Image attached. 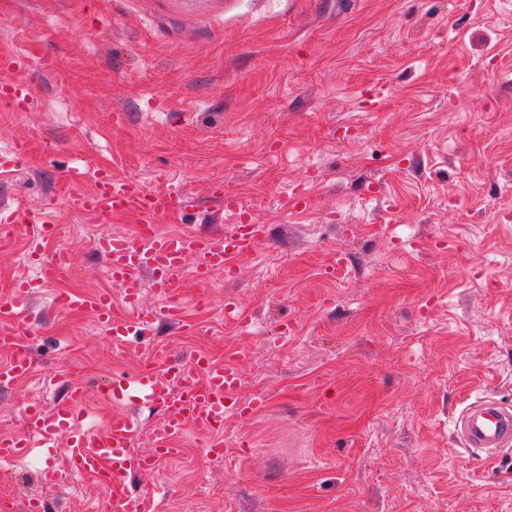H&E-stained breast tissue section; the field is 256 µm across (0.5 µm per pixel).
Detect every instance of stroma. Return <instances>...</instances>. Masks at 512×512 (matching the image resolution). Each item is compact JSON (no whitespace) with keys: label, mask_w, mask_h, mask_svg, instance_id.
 <instances>
[{"label":"stroma","mask_w":512,"mask_h":512,"mask_svg":"<svg viewBox=\"0 0 512 512\" xmlns=\"http://www.w3.org/2000/svg\"><path fill=\"white\" fill-rule=\"evenodd\" d=\"M31 44L52 65L19 71L28 107L0 99V151L30 142L0 200L41 209L58 229L43 254L72 266L43 280L24 230L0 246V297L19 276L36 285L34 371L0 388V433L20 431L25 406L53 412L75 380L84 425L117 412L151 425L155 406L114 404L104 385L160 356L240 349L242 397L265 408L227 419L219 459L188 428L176 458L131 475L129 498L154 490L159 512H512V446L485 460L453 433L478 399L512 407V0H0V53ZM91 161L196 199L164 230L225 232L232 214L201 221L217 181L263 224L235 276L201 286L182 271L199 334L161 317L117 348L56 305L102 290L126 311L93 240L134 218L68 207L93 188L68 175ZM305 195L307 210L288 208ZM228 297L248 331L225 321ZM1 493L14 512L32 496L52 512L111 497L38 445L0 468Z\"/></svg>","instance_id":"1"}]
</instances>
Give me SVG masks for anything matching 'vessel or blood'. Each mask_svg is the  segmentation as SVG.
<instances>
[{
	"mask_svg": "<svg viewBox=\"0 0 512 512\" xmlns=\"http://www.w3.org/2000/svg\"><path fill=\"white\" fill-rule=\"evenodd\" d=\"M21 66L18 58H0V93L19 108L33 95L29 82L13 77ZM27 159V142H16L7 155L0 157V172L20 170ZM92 173L93 191L72 194L69 204L73 209L93 215L103 223L129 212L138 216L133 231L106 233L95 240L97 251L107 260L108 276L113 286L120 288L128 311L122 315L114 313L112 296L107 292L66 291L57 295V305L66 311L92 313L116 345L135 334H150L160 316L177 324L183 332H196L195 322L187 318L179 301H168L158 310L142 307L139 272L149 270L155 283L169 293L175 288L176 276L187 266L201 285L219 273L234 275L240 257L253 251L261 241L262 225L235 223L216 238L193 231L171 235L161 230L156 217L187 210L188 199H176L162 190L144 188L136 179L118 177L107 165L94 167ZM20 224L29 225L37 240L43 242L55 233L54 225L48 224L43 212L19 204L0 219V240L11 236ZM30 258L42 262L46 273L52 276L64 275L71 265L69 255L62 251L46 260L36 249L31 251ZM32 288L30 281L20 279L13 282L7 296L0 298V350L8 354L7 362L0 364V384L4 386L28 378L33 371L32 347L19 329L29 314ZM239 358V352L234 349L220 359L198 350L184 364L152 365L143 368L133 379L112 380L105 389L110 400L142 399L166 408L163 421L146 432L127 414L113 415L101 434L82 428L79 419L85 391L81 385H73L66 401L53 413L37 406L26 411L24 437L0 436V462L22 457L34 440L46 447L54 446L63 433L67 436L71 473L84 479L96 477L110 484L113 512H152L150 493H142L135 502L125 497L129 473L154 470L161 460L177 455L174 442L187 425L214 433L223 429L225 418L238 414L239 394L245 385ZM455 431L464 450L493 458L502 448L512 445V409L493 400L476 401L456 419ZM139 437L144 440L143 448L130 452L131 443Z\"/></svg>",
	"mask_w": 512,
	"mask_h": 512,
	"instance_id": "b4317fda",
	"label": "vessel or blood"
}]
</instances>
